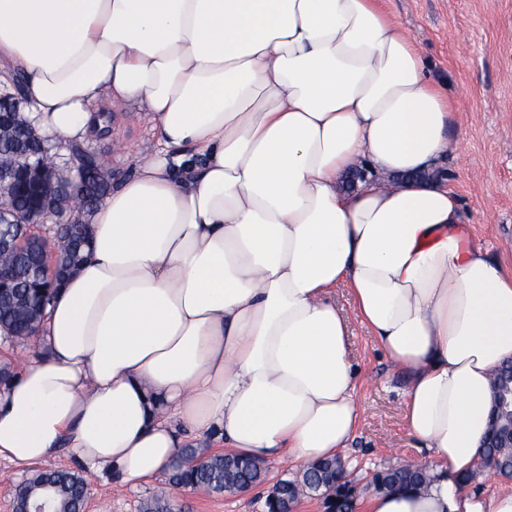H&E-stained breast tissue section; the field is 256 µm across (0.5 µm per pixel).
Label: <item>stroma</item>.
I'll list each match as a JSON object with an SVG mask.
<instances>
[{
  "label": "stroma",
  "instance_id": "obj_1",
  "mask_svg": "<svg viewBox=\"0 0 512 512\" xmlns=\"http://www.w3.org/2000/svg\"><path fill=\"white\" fill-rule=\"evenodd\" d=\"M387 6L413 36L431 79L451 100L452 146L439 168L463 204L469 242L512 270V0H388ZM109 113V134L84 145L108 157L117 183L131 175L136 156L153 153L157 136L148 113L120 105ZM333 298L348 319L358 373L361 422L345 463L362 496L371 491L375 473L420 460L425 451L408 436L403 421L405 372L360 322L347 290L336 288ZM44 466L82 474L92 512H141L142 503L167 479L162 473L138 485L123 484L111 472L85 471L69 450ZM263 468V483L245 495L182 488L170 496L177 512H266L268 491L299 474L301 466L276 459Z\"/></svg>",
  "mask_w": 512,
  "mask_h": 512
}]
</instances>
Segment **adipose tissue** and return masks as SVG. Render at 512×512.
Segmentation results:
<instances>
[{
	"instance_id": "adipose-tissue-1",
	"label": "adipose tissue",
	"mask_w": 512,
	"mask_h": 512,
	"mask_svg": "<svg viewBox=\"0 0 512 512\" xmlns=\"http://www.w3.org/2000/svg\"><path fill=\"white\" fill-rule=\"evenodd\" d=\"M1 62L60 151L114 102L150 113L160 148L91 211L40 353L0 387V459L69 448L136 484L190 436L340 456L360 419L341 285L407 373L428 455L426 486L360 512H512V491L460 482L512 361V271L432 177L450 102L383 0H0ZM360 164L373 178L343 190Z\"/></svg>"
}]
</instances>
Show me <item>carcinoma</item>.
<instances>
[{"instance_id":"carcinoma-1","label":"carcinoma","mask_w":512,"mask_h":512,"mask_svg":"<svg viewBox=\"0 0 512 512\" xmlns=\"http://www.w3.org/2000/svg\"><path fill=\"white\" fill-rule=\"evenodd\" d=\"M46 146L44 138L35 131L25 114L23 105L4 110L0 117V166L12 161L14 149ZM85 168L93 173L89 178L88 202L73 200L67 187L73 183L69 166L57 167L56 188L50 193L49 201L56 206L59 215L67 217L71 224H86V216L97 204L96 198L107 192L109 183V162L106 156L90 154L85 158ZM41 208L28 191L23 176L15 183L0 186V226L15 228L33 222L40 215ZM58 265L55 279L76 267L83 256V248L74 241L58 244ZM0 265H8L15 274L13 285L15 301L6 303L0 299V333L10 339L26 342L31 339L27 329L38 325L49 304L56 286L34 278L31 268L21 256L11 257L0 254ZM483 463H495L494 472L504 478H512V447L483 448ZM344 464L337 459H327L307 467L301 478L283 479V487L274 495H267V512H282L283 499L295 503L309 493L323 499L331 512H353L354 494L350 482L343 480ZM167 484L172 487L204 490L222 493L226 488H249L264 480L262 466L248 458L206 453L191 446L181 449L167 470ZM374 484L379 489L395 487H420L427 482L424 469L406 465L374 475ZM86 492L83 478L66 470H39L14 492L16 512H23L28 506L46 504L52 512H78V505ZM175 510L166 492L153 495L142 506V512H173Z\"/></svg>"}]
</instances>
